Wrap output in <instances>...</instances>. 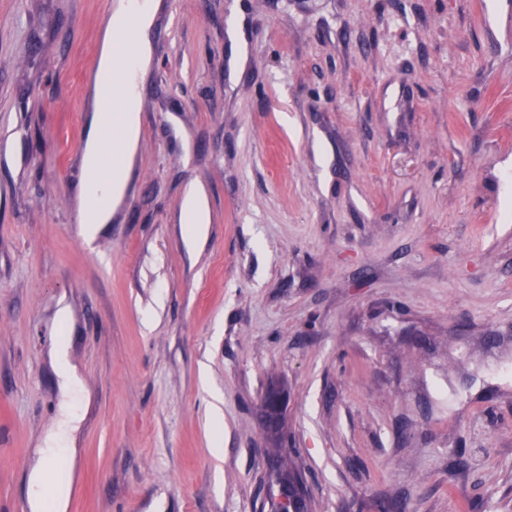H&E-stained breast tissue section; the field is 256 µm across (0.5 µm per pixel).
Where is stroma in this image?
<instances>
[{"label": "stroma", "instance_id": "35a3bbf8", "mask_svg": "<svg viewBox=\"0 0 512 512\" xmlns=\"http://www.w3.org/2000/svg\"><path fill=\"white\" fill-rule=\"evenodd\" d=\"M111 2L0 0V512H29L61 425V340L68 512H260L276 380L315 512H512V6L158 0L125 196L87 243ZM182 212L184 236L191 244L204 234L207 224H210L209 207L201 194L190 190L183 200ZM53 359L56 364L57 374L61 389L65 393H72L78 385V377L72 367L64 343L58 342L53 349ZM287 402L288 397L285 396L284 391H278L269 396L264 394L261 398L260 413L267 435L279 433L282 430Z\"/></svg>", "mask_w": 512, "mask_h": 512}]
</instances>
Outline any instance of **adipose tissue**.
Here are the masks:
<instances>
[{"instance_id":"obj_1","label":"adipose tissue","mask_w":512,"mask_h":512,"mask_svg":"<svg viewBox=\"0 0 512 512\" xmlns=\"http://www.w3.org/2000/svg\"><path fill=\"white\" fill-rule=\"evenodd\" d=\"M155 11L153 0H119L114 12L108 16L99 49L95 72L94 97L96 101L118 99L116 112H94L91 130L84 144L85 168L88 172H104L103 180H86L80 195L85 202L80 224L85 241H94L102 225L110 223L112 209L118 205L126 188V158L131 157L140 139L139 94L137 79L148 64V42L140 40L130 54L128 62L117 57L115 33L127 21H135L140 30H148ZM111 129L114 138L111 149H104L101 130ZM118 153L122 161L107 166L108 152ZM41 461L33 471L30 491V512H67L73 487V461L66 446L64 433L46 438L40 450ZM54 480L56 495L52 502H45L41 488L46 480Z\"/></svg>"}]
</instances>
